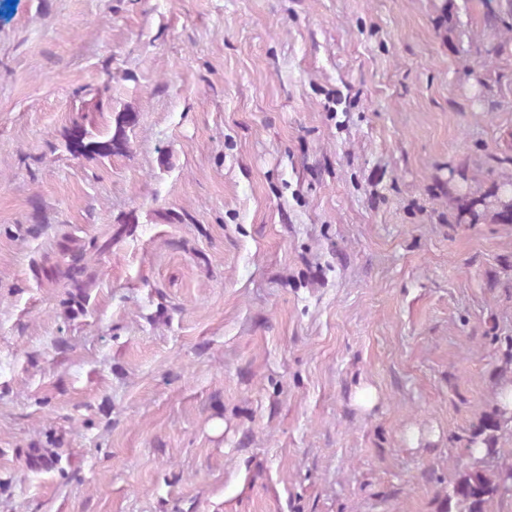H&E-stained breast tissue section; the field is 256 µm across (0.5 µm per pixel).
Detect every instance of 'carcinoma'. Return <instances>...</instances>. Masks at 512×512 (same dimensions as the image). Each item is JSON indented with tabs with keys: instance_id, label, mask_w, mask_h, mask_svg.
I'll return each mask as SVG.
<instances>
[{
	"instance_id": "carcinoma-1",
	"label": "carcinoma",
	"mask_w": 512,
	"mask_h": 512,
	"mask_svg": "<svg viewBox=\"0 0 512 512\" xmlns=\"http://www.w3.org/2000/svg\"><path fill=\"white\" fill-rule=\"evenodd\" d=\"M134 116L123 111L115 116L114 126L93 133L82 123L75 124L79 137L68 138L66 147L73 155L107 159L128 147L127 128ZM459 220L490 218L498 224H512V175L499 180L494 189L476 195L468 190L452 198ZM512 416V394L502 389L494 410L485 415L468 439L470 461L460 466L458 476L442 498L441 512H487L488 503L512 487V463L495 470L485 466V459L498 454L497 439L501 423Z\"/></svg>"
}]
</instances>
